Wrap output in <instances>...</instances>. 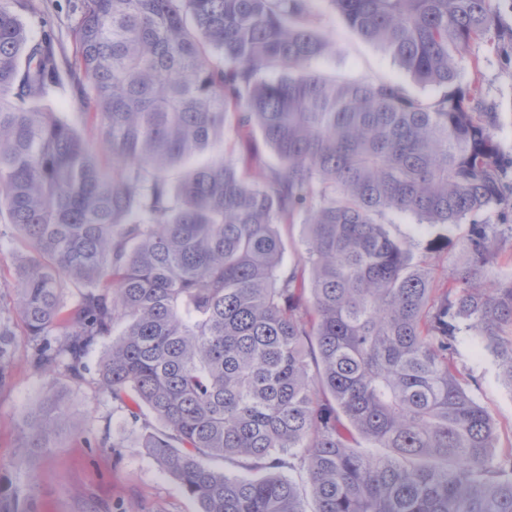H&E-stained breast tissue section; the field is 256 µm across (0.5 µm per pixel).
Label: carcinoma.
Here are the masks:
<instances>
[{
  "mask_svg": "<svg viewBox=\"0 0 512 512\" xmlns=\"http://www.w3.org/2000/svg\"><path fill=\"white\" fill-rule=\"evenodd\" d=\"M18 2L0 0V237L21 243L0 388L17 321L32 367L75 381L103 344L100 386L198 512H307L296 458L313 512H512V447L455 359L474 341L512 390V277L484 279L512 244V160L458 82L499 37L494 0H326L431 98L320 74L312 0H81L69 72L109 170L33 105L60 66ZM228 128L270 148L263 180L252 152L184 168ZM395 213L467 225L466 261L434 285ZM296 222L289 269L276 227ZM67 420L34 405L19 464Z\"/></svg>",
  "mask_w": 512,
  "mask_h": 512,
  "instance_id": "cac0c4a2",
  "label": "carcinoma"
}]
</instances>
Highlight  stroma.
Here are the masks:
<instances>
[{
	"label": "stroma",
	"mask_w": 512,
	"mask_h": 512,
	"mask_svg": "<svg viewBox=\"0 0 512 512\" xmlns=\"http://www.w3.org/2000/svg\"><path fill=\"white\" fill-rule=\"evenodd\" d=\"M22 18L32 39L50 36L57 58L73 59L76 51V0H22ZM314 7L321 28L334 42L333 52L319 58L315 67L339 79L393 81L411 84V77L388 55L362 40L326 4ZM500 37L476 43L469 56L479 58L480 71L462 65L460 79L479 77L485 104L500 114L496 137L505 157H512V0H497ZM38 107L56 113L87 139L96 133L90 118L72 95L68 80L39 99ZM11 382L0 389V512H198L197 503L162 471L141 448L139 432L126 421V411L113 403L96 380L95 368L102 346H95L83 381L65 373H42L31 366L33 348L18 336ZM457 361L475 382L469 390L492 416L499 447L512 446V392L501 383L492 358L478 352L471 341L458 347ZM65 402L70 421L63 426L53 448L34 459L35 483H27L17 466L20 428L30 408L48 391ZM123 437L121 451L98 449L88 456L86 439L105 434Z\"/></svg>",
	"instance_id": "stroma-1"
}]
</instances>
